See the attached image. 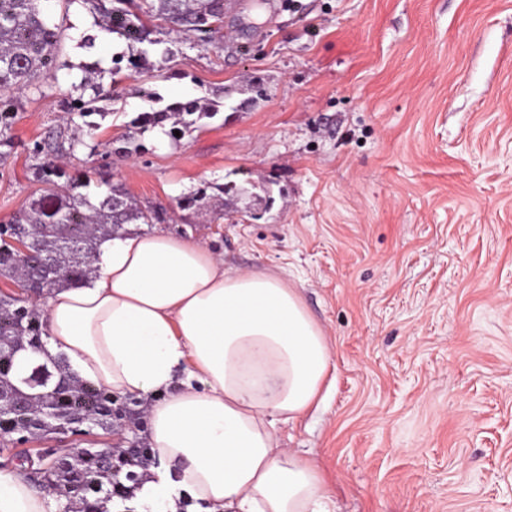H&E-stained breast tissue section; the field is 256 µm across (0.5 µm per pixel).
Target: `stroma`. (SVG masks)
I'll use <instances>...</instances> for the list:
<instances>
[{
	"mask_svg": "<svg viewBox=\"0 0 512 512\" xmlns=\"http://www.w3.org/2000/svg\"><path fill=\"white\" fill-rule=\"evenodd\" d=\"M48 15L60 68L21 98L0 224L82 98L68 173L102 170L163 230L286 280L323 326L331 389L281 435L337 512H512V0H232L225 37L170 35L148 71L88 42L83 0ZM90 70L114 93L80 89ZM175 101L218 112L179 139L139 130Z\"/></svg>",
	"mask_w": 512,
	"mask_h": 512,
	"instance_id": "35a3bbf8",
	"label": "stroma"
}]
</instances>
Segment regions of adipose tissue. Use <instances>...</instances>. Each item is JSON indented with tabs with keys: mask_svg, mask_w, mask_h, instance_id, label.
<instances>
[{
	"mask_svg": "<svg viewBox=\"0 0 512 512\" xmlns=\"http://www.w3.org/2000/svg\"><path fill=\"white\" fill-rule=\"evenodd\" d=\"M94 267L86 285L48 296L44 347L83 379L149 399L154 512L180 500L201 512H335L319 465L277 430L318 408L332 362L299 291L164 230L105 240ZM0 512H47L46 500L2 468Z\"/></svg>",
	"mask_w": 512,
	"mask_h": 512,
	"instance_id": "ef3b65f1",
	"label": "adipose tissue"
}]
</instances>
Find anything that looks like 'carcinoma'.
I'll return each mask as SVG.
<instances>
[{"label": "carcinoma", "instance_id": "carcinoma-1", "mask_svg": "<svg viewBox=\"0 0 512 512\" xmlns=\"http://www.w3.org/2000/svg\"><path fill=\"white\" fill-rule=\"evenodd\" d=\"M48 0H0V148L12 144L10 131L20 94L39 76L56 72L61 30L49 21ZM101 16V29L123 39L130 64L148 62L172 32L210 38L224 26V0H85ZM164 22L166 28L153 24ZM212 107L175 102L158 112H144L139 129L172 121L190 134L194 115H213ZM45 188L7 224H0V277L12 280L28 295L40 296L89 279L98 243L124 224H155L161 213L141 207L119 185L92 198L81 189L91 177L58 179L65 173L47 162L38 168ZM45 330L37 310L22 297L0 293V437L12 444L54 434L89 435L94 430L128 431V447L114 453L108 465L87 448L64 455L53 471L39 460L26 459L25 479L35 489L55 495L56 512H106L103 504L127 502L145 483L144 470L154 460L144 429L141 402L121 399L95 383L74 376L61 358H38ZM31 379L28 387L20 380Z\"/></svg>", "mask_w": 512, "mask_h": 512}]
</instances>
